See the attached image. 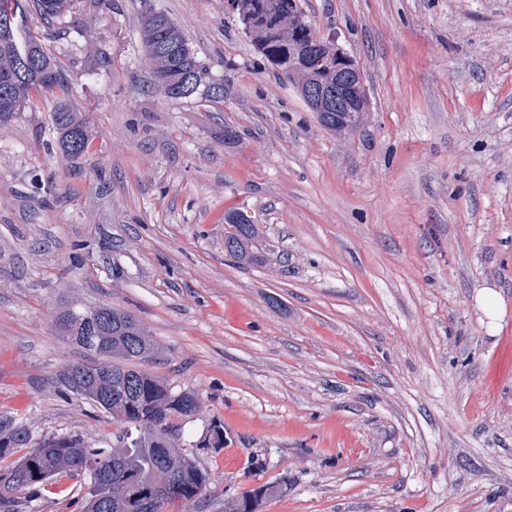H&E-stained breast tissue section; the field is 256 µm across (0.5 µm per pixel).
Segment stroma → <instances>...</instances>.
<instances>
[{
    "label": "stroma",
    "instance_id": "obj_1",
    "mask_svg": "<svg viewBox=\"0 0 512 512\" xmlns=\"http://www.w3.org/2000/svg\"><path fill=\"white\" fill-rule=\"evenodd\" d=\"M151 3L222 100L155 91L141 0L22 20L65 87L0 125V419L111 446L55 327L69 302L109 304L160 348L139 369L199 396L179 444L207 489L168 512H224L265 483L283 493L260 512H512V0H300L364 75L343 136L224 0ZM62 106L89 124L77 158ZM231 211L256 224L258 263L226 254ZM214 420L224 445L202 447ZM83 493L22 492L19 512ZM54 123L59 134V146L68 156L79 157L89 144L87 121L69 108H60L54 113Z\"/></svg>",
    "mask_w": 512,
    "mask_h": 512
}]
</instances>
